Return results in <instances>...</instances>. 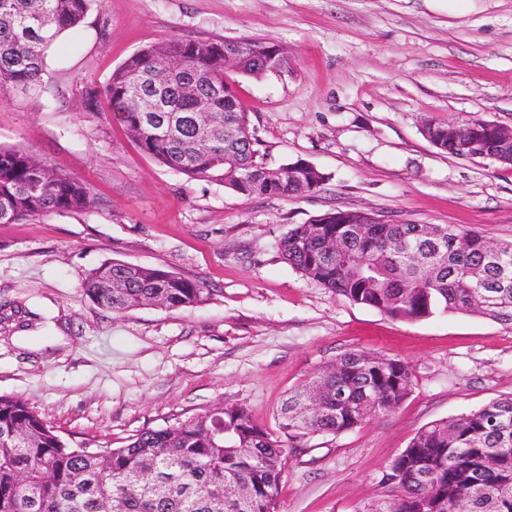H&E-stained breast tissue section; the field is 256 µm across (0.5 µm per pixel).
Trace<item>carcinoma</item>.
I'll use <instances>...</instances> for the list:
<instances>
[{
  "label": "carcinoma",
  "mask_w": 512,
  "mask_h": 512,
  "mask_svg": "<svg viewBox=\"0 0 512 512\" xmlns=\"http://www.w3.org/2000/svg\"><path fill=\"white\" fill-rule=\"evenodd\" d=\"M94 0H0V83L25 93L40 87L47 50L84 20ZM182 57L164 85L151 74L166 54ZM187 82L211 96L212 135L197 136ZM103 95L140 149L190 178H207L244 196H296L328 180L297 160L270 166L236 95L224 100V41L165 39L131 54ZM133 96H158L157 112L127 108ZM172 128L158 135L149 121ZM450 155L448 125H427ZM232 132L224 144V130ZM467 131L497 155L495 130L479 118ZM293 177H288V172ZM90 186L34 154L0 147V223L34 220L90 207ZM349 211L294 224L281 258L353 304L416 321L435 311L481 314L512 325V242L450 224H364L343 254L327 245L345 234ZM83 291L98 307L124 312L152 306L188 308L203 301L194 280L160 268L108 261L92 269ZM408 365L349 351L294 389L279 414L287 441L254 424L242 408L224 406L176 424L134 434L118 448H72L27 401L0 395V512H277L285 448L315 434L336 435L394 411L409 394ZM317 387L325 408L308 416L300 397ZM386 497L364 512H512V396L418 432L387 467ZM427 479L418 481L417 474Z\"/></svg>",
  "instance_id": "cac0c4a2"
}]
</instances>
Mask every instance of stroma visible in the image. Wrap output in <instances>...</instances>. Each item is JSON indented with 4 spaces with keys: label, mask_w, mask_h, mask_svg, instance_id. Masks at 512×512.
Segmentation results:
<instances>
[{
    "label": "stroma",
    "mask_w": 512,
    "mask_h": 512,
    "mask_svg": "<svg viewBox=\"0 0 512 512\" xmlns=\"http://www.w3.org/2000/svg\"><path fill=\"white\" fill-rule=\"evenodd\" d=\"M254 38L286 68L235 91L267 163L328 174L300 196L244 197L144 154L106 104L128 56L162 39ZM512 126V0H102L47 53L41 90L0 85V146L90 183L94 204L0 224V395L27 400L72 447L219 406L278 433L290 391L358 349L414 382L393 412L287 449L278 512H360L420 430L512 395V325L355 305L279 257L290 225L363 209L512 241V167L448 155L425 121ZM202 284L194 308L108 313L82 292L110 260Z\"/></svg>",
    "instance_id": "1"
}]
</instances>
